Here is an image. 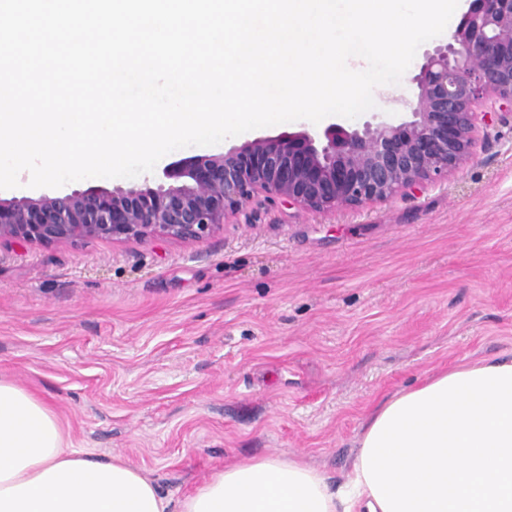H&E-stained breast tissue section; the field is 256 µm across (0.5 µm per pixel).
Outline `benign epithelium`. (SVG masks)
<instances>
[{
	"label": "benign epithelium",
	"mask_w": 512,
	"mask_h": 512,
	"mask_svg": "<svg viewBox=\"0 0 512 512\" xmlns=\"http://www.w3.org/2000/svg\"><path fill=\"white\" fill-rule=\"evenodd\" d=\"M414 81L410 117L398 124L257 138L175 164L164 172L175 183L154 188L0 198V242H196L231 216L250 221L254 202L321 212L434 182L473 156L479 129L512 116V0H479Z\"/></svg>",
	"instance_id": "benign-epithelium-1"
}]
</instances>
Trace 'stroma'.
Segmentation results:
<instances>
[{
  "label": "stroma",
  "instance_id": "stroma-1",
  "mask_svg": "<svg viewBox=\"0 0 512 512\" xmlns=\"http://www.w3.org/2000/svg\"><path fill=\"white\" fill-rule=\"evenodd\" d=\"M450 40L422 44L355 126L406 120L427 54ZM315 129L263 127L61 191L153 187L175 163ZM478 140L419 190L327 212L254 203L249 223L195 243H2L0 377L49 402L73 447L122 458L173 500L268 455L342 483L381 396L512 357V120Z\"/></svg>",
  "mask_w": 512,
  "mask_h": 512
}]
</instances>
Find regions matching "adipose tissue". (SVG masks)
<instances>
[{
  "instance_id": "obj_1",
  "label": "adipose tissue",
  "mask_w": 512,
  "mask_h": 512,
  "mask_svg": "<svg viewBox=\"0 0 512 512\" xmlns=\"http://www.w3.org/2000/svg\"><path fill=\"white\" fill-rule=\"evenodd\" d=\"M330 488L302 459L225 466L178 501L68 444L53 408L0 378V512H512V357L457 364L382 400Z\"/></svg>"
}]
</instances>
